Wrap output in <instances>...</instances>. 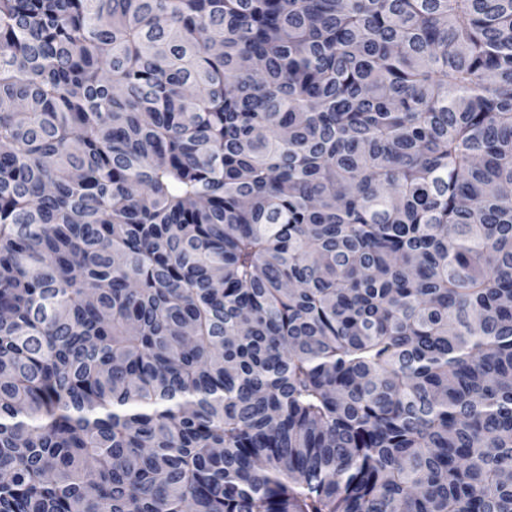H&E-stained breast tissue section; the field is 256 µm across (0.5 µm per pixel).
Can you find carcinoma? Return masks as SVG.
<instances>
[{
  "mask_svg": "<svg viewBox=\"0 0 512 512\" xmlns=\"http://www.w3.org/2000/svg\"><path fill=\"white\" fill-rule=\"evenodd\" d=\"M0 512H512V0H0Z\"/></svg>",
  "mask_w": 512,
  "mask_h": 512,
  "instance_id": "obj_1",
  "label": "carcinoma"
}]
</instances>
